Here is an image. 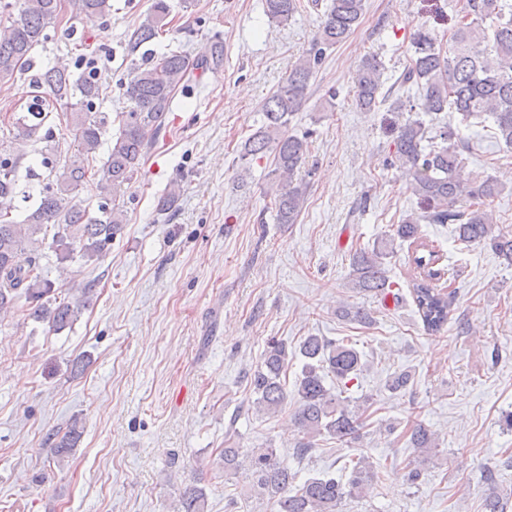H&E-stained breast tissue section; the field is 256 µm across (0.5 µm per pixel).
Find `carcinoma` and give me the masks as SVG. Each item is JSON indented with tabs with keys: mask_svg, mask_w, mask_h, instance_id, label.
I'll return each instance as SVG.
<instances>
[{
	"mask_svg": "<svg viewBox=\"0 0 512 512\" xmlns=\"http://www.w3.org/2000/svg\"><path fill=\"white\" fill-rule=\"evenodd\" d=\"M366 0H330L309 48L297 59L286 82L262 105L263 123L243 145V153L272 157L279 183L268 191L279 224H296L307 198L308 185L295 179L304 164L307 141L289 133L291 118L309 99V83L327 52L346 41L361 23ZM79 14L92 21L112 13V0H77ZM299 7V0H265V13L273 21L285 23ZM62 0H0V15L11 20L0 35V90L33 68L32 50L48 39V30L58 25ZM167 0H153L144 19L133 29L126 44L132 58L160 35L168 25ZM413 54L402 74V83L418 89L421 116L408 119L393 140L391 164L404 169L407 190L417 199L418 211L392 225L393 235L385 241L355 249L350 256L349 284L359 293L384 295L392 287L386 260L394 253L395 240L407 242L413 251L409 261L415 276L411 294L425 329L438 333L448 323L451 302L443 290L433 285L445 275L439 267L442 254L426 241L420 224H452L456 240L468 247H491L512 266V231H503L486 210L505 188L496 177L467 182L461 177L463 155L471 150V138L444 129L431 135L430 124L442 112H459L488 124L489 132L505 148L512 150V4L507 0H463L456 10L448 47L422 25L414 34ZM79 74L60 64L35 78V102L25 112L8 117L9 134L15 144L11 153L0 157V198L30 201L20 184L19 171L26 160L25 146L43 143L41 165L54 174L45 183L36 203L25 208L18 221L9 210L0 211V310L23 299L29 317L54 332H61L77 320L78 301L55 293L40 260L41 247L58 263L88 265L106 256L112 241L126 222L120 198L130 184L150 144L165 129L179 86L189 82L194 72H215L224 66V42L214 38L209 56L191 61L179 51L134 65V75L125 96L133 107L110 117L96 111L100 97L98 59L81 56ZM385 65L376 55L365 56L355 76L357 106L375 111L388 101L381 92ZM118 132L112 136L106 161L91 171L86 161L101 145L112 120ZM68 129L75 151L57 159L60 145L56 131ZM96 182L102 202L95 216L88 214L80 198L82 191ZM303 360L295 382V424L309 438L327 435L349 445L365 426L364 413L349 407V401L327 384L332 377L346 384L361 371V355L350 343L308 336L298 346ZM288 368V345L271 340L263 360L251 377L253 406L267 414L278 412L288 400L282 376ZM408 442L422 455L437 448V435L415 421L407 430ZM80 426L73 424L62 437L49 438L54 457L62 461L76 447ZM248 462L251 489L267 498L271 512H336L351 498H360L365 488L378 481L379 473L364 452L348 457L352 465L347 479L328 474L296 484L297 475L288 469L274 448L224 449V474H235ZM509 495L492 490L485 499V512H507ZM206 495L197 486L180 493L179 512H205Z\"/></svg>",
	"mask_w": 512,
	"mask_h": 512,
	"instance_id": "cac0c4a2",
	"label": "carcinoma"
}]
</instances>
